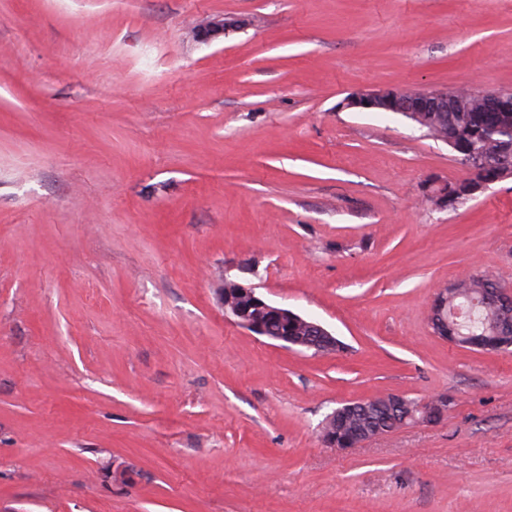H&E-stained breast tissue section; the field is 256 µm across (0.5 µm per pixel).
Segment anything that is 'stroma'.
<instances>
[{
	"label": "stroma",
	"instance_id": "obj_1",
	"mask_svg": "<svg viewBox=\"0 0 512 512\" xmlns=\"http://www.w3.org/2000/svg\"><path fill=\"white\" fill-rule=\"evenodd\" d=\"M379 86L512 91V0H0V512H512V352L428 320L512 287V178L432 207L466 169L341 108ZM228 276L342 352L225 320ZM390 392L448 415L321 443ZM460 289L459 296L448 299V294L454 291L455 285L445 286L439 288L436 292L431 305H430V321L432 332L440 339L456 345L461 346L460 336H448V333L457 334L459 331L464 336H472L473 338H492L489 336V326L491 320L496 322L510 323L506 325L499 334L501 341L494 345L486 347L478 346L472 341L465 344L474 349L481 351L491 349L495 351L505 352L512 347V307L510 305L492 306L484 304V294L489 292V289L500 288L498 291L501 299L506 300L509 304L512 301V291L510 288H505L495 276L489 273H480L468 281L457 284ZM477 300V304L472 312L473 319L464 321H454L453 317L448 316V309L452 306L466 303L469 300ZM369 404L370 402L367 401V398H359L348 400L340 407L334 409L325 417L319 428L322 442L332 447L347 449L390 433L382 430L372 433L353 432L348 438L341 442L336 440V418L345 420L348 416L361 411L362 409H366ZM398 418L399 415L395 412V408L385 403H379L367 411H361L356 414L353 423L359 428L370 426L386 428L395 421H398Z\"/></svg>",
	"mask_w": 512,
	"mask_h": 512
}]
</instances>
